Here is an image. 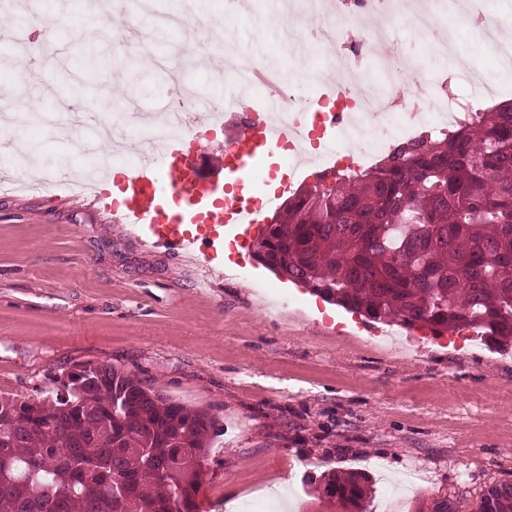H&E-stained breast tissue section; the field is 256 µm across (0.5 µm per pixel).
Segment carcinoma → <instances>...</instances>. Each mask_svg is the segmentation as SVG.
<instances>
[{
  "mask_svg": "<svg viewBox=\"0 0 512 512\" xmlns=\"http://www.w3.org/2000/svg\"><path fill=\"white\" fill-rule=\"evenodd\" d=\"M316 175L260 235L258 260L373 322L512 338V100L398 143L356 174ZM24 432L17 447L6 441ZM213 416L110 364L82 363L58 390L0 399L6 512H198ZM97 440L102 462L80 444ZM369 479L331 473L323 492L361 507ZM470 512H512L489 487Z\"/></svg>",
  "mask_w": 512,
  "mask_h": 512,
  "instance_id": "carcinoma-1",
  "label": "carcinoma"
}]
</instances>
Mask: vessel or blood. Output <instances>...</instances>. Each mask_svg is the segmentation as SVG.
Masks as SVG:
<instances>
[{"label": "vessel or blood", "mask_w": 512, "mask_h": 512, "mask_svg": "<svg viewBox=\"0 0 512 512\" xmlns=\"http://www.w3.org/2000/svg\"><path fill=\"white\" fill-rule=\"evenodd\" d=\"M283 136L272 124H252L224 142V181L193 179L186 169L183 144L169 139L162 150L140 155L123 173L122 217L150 242L189 251L198 243L223 244L226 237L250 235L259 220L257 198L273 203L287 190L294 170L276 182L260 177Z\"/></svg>", "instance_id": "1"}]
</instances>
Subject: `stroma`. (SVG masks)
I'll list each match as a JSON object with an SVG mask.
<instances>
[{"label": "stroma", "mask_w": 512, "mask_h": 512, "mask_svg": "<svg viewBox=\"0 0 512 512\" xmlns=\"http://www.w3.org/2000/svg\"><path fill=\"white\" fill-rule=\"evenodd\" d=\"M180 0H136L113 13L81 0H34L27 13L0 8V135L39 155L24 168L20 153L0 166L35 178L56 167L102 159L82 131H63L55 101L76 95L84 114L166 109L162 58L182 68L198 108L224 89V72L207 57L212 31L157 27ZM282 0H252L228 16L223 0H199L202 14L223 19V44L248 45L287 75L321 62L305 46L288 51ZM429 89L442 81L472 93L454 67L433 69L429 46L409 40ZM37 69L51 88L27 85ZM223 126L200 125L188 150L203 174L223 181ZM231 266L187 257L148 242L104 209L95 195L0 193V397L36 398L55 389L74 365L110 364L191 409L213 415L223 430L202 460L199 512H242L269 490L277 512H336L323 494L325 475L361 472L372 479L366 502L392 493L402 512H433L442 499L470 512L487 486L512 482V347L471 331L423 336L383 326L359 329L352 314L263 268L231 244ZM292 300L273 311L259 293ZM424 472L409 484L407 470ZM466 471L458 482L457 471Z\"/></svg>", "instance_id": "35a3bbf8"}]
</instances>
